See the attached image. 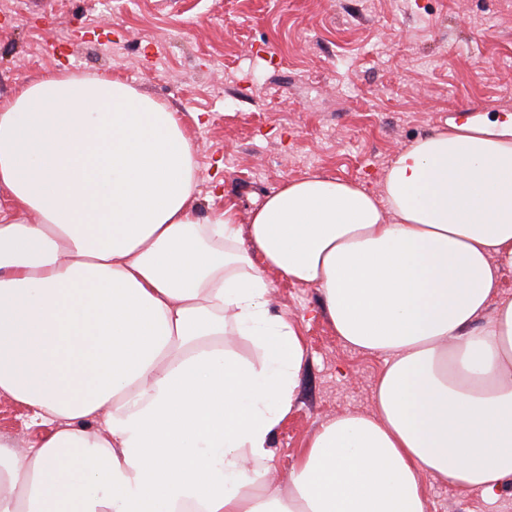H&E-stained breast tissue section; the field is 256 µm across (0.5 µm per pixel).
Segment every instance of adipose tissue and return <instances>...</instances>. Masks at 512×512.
<instances>
[{
  "mask_svg": "<svg viewBox=\"0 0 512 512\" xmlns=\"http://www.w3.org/2000/svg\"><path fill=\"white\" fill-rule=\"evenodd\" d=\"M0 189V395L48 428L0 435V512H428L422 476L512 482V131L454 123L376 187L314 172L204 214L178 113L58 71L0 102ZM271 271L385 358L372 412L323 422L285 490L307 350Z\"/></svg>",
  "mask_w": 512,
  "mask_h": 512,
  "instance_id": "1",
  "label": "adipose tissue"
}]
</instances>
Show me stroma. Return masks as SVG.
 Segmentation results:
<instances>
[{
  "instance_id": "35a3bbf8",
  "label": "stroma",
  "mask_w": 512,
  "mask_h": 512,
  "mask_svg": "<svg viewBox=\"0 0 512 512\" xmlns=\"http://www.w3.org/2000/svg\"><path fill=\"white\" fill-rule=\"evenodd\" d=\"M120 79L181 114L202 210L327 172L375 185L414 139L512 117V0H0V101L55 71ZM202 122H195V115ZM270 308L298 327L307 362L273 441L271 477L326 419L370 412L383 366L347 346L315 288L271 275ZM0 397V433L45 435ZM428 512H512L423 478Z\"/></svg>"
}]
</instances>
